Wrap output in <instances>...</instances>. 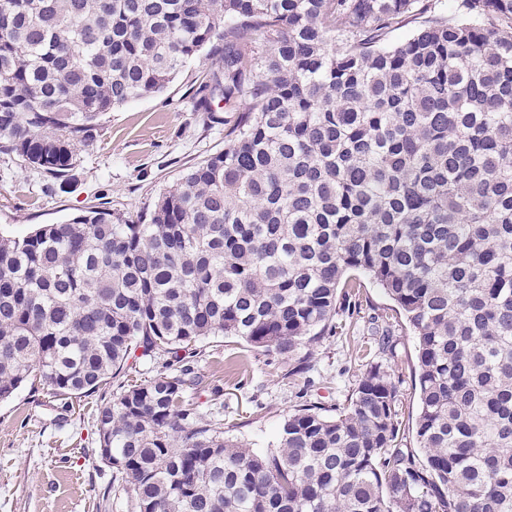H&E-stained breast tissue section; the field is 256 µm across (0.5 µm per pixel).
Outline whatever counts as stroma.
I'll list each match as a JSON object with an SVG mask.
<instances>
[{
	"label": "stroma",
	"mask_w": 512,
	"mask_h": 512,
	"mask_svg": "<svg viewBox=\"0 0 512 512\" xmlns=\"http://www.w3.org/2000/svg\"><path fill=\"white\" fill-rule=\"evenodd\" d=\"M217 55L188 62L167 89L109 113L98 141L79 153L65 180H55L19 157L0 155V233L24 236L100 203L130 219L152 210L159 196L192 166L224 148V127L210 123L197 93ZM360 310L343 334L314 355L304 392L288 388L281 360L247 348L234 337L198 344L202 385L191 399L206 417L223 415L224 435L266 452L281 424L301 401L334 403L358 373L356 357L372 335V322L392 325L390 370L402 404L403 443L414 446L418 410L415 339L389 297L373 284L360 290ZM163 360L130 359L121 379H108L89 396L60 394L42 382L0 401V512H135L129 494L113 489L114 469L98 448L97 413L119 383L163 373Z\"/></svg>",
	"instance_id": "35a3bbf8"
}]
</instances>
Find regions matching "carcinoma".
Here are the masks:
<instances>
[{"label": "carcinoma", "mask_w": 512, "mask_h": 512, "mask_svg": "<svg viewBox=\"0 0 512 512\" xmlns=\"http://www.w3.org/2000/svg\"><path fill=\"white\" fill-rule=\"evenodd\" d=\"M437 2L0 0V154L54 179L223 47L199 91L224 150L148 223L0 235V400L93 393L139 348L178 363L99 409L137 512H512V0ZM362 275L416 336V448L379 360L267 453L199 416L190 347L233 336L294 385ZM374 343L392 354L388 327Z\"/></svg>", "instance_id": "1"}]
</instances>
